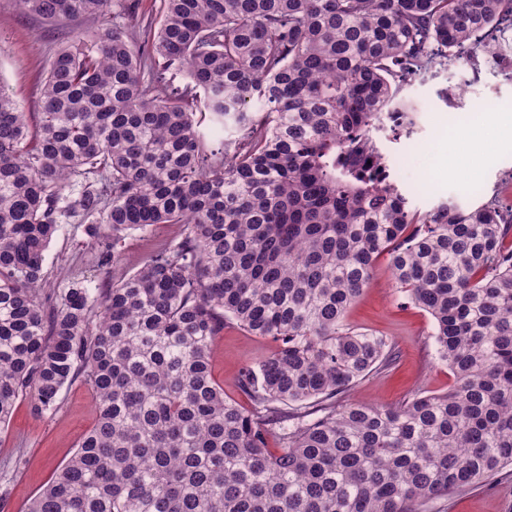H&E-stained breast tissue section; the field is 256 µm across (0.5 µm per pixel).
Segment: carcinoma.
Returning <instances> with one entry per match:
<instances>
[{"mask_svg":"<svg viewBox=\"0 0 512 512\" xmlns=\"http://www.w3.org/2000/svg\"><path fill=\"white\" fill-rule=\"evenodd\" d=\"M17 3L112 15L55 52L34 123L0 86V426L77 380L96 398L27 512H434L512 467V209L412 211L373 137L413 124L403 87L498 56L512 0H161L144 41L136 0ZM69 213L112 283L49 305ZM153 224L182 230L112 276ZM383 254L453 376L397 407L347 398L395 360L345 323ZM228 323L276 343L248 408L212 374Z\"/></svg>","mask_w":512,"mask_h":512,"instance_id":"obj_1","label":"carcinoma"}]
</instances>
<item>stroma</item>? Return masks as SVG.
<instances>
[{"label": "stroma", "mask_w": 512, "mask_h": 512, "mask_svg": "<svg viewBox=\"0 0 512 512\" xmlns=\"http://www.w3.org/2000/svg\"><path fill=\"white\" fill-rule=\"evenodd\" d=\"M94 25L91 19L49 22L23 12L16 0H0V84L23 111H38L44 75L54 52ZM509 68L512 63L506 61L498 67L485 61L475 67L452 66L443 74L402 89L401 98L428 116L427 121H415L414 132L433 139L435 144L431 154H414L407 161L414 180H421L427 173L433 184L430 194L410 198L412 209L427 212L448 201L466 209L491 200L506 208L512 206V181L499 177L503 168L512 165V132L507 129L512 123V80L504 76ZM455 86L463 87V96L445 101L442 89ZM482 99L494 102L492 123L502 132L482 155L478 175L486 182V189L467 197L447 164L445 130L452 125L457 134H465L470 126L466 115L473 103ZM179 230L176 224H157L127 232L118 245L122 270H137L155 244L176 239ZM91 243L88 224L80 215L63 220L46 252L48 291L65 288L75 280L91 288L102 286L103 275ZM347 323L354 330L386 337L396 345L394 363L359 381L350 393L351 399L394 406L411 394L443 393L452 385L453 376L436 353L431 316L395 291L387 257L378 259L370 283L348 312ZM273 348L270 340L234 324L226 326L212 352L213 373L225 394L239 398L241 369L267 356ZM95 415V397L78 381L62 390L59 408L53 415L37 413L31 397L17 402L9 422L0 428V471L13 473L9 512H25L54 472L72 456L92 428ZM437 508L439 512H512V472L503 471L485 483L449 494Z\"/></svg>", "instance_id": "obj_1"}]
</instances>
